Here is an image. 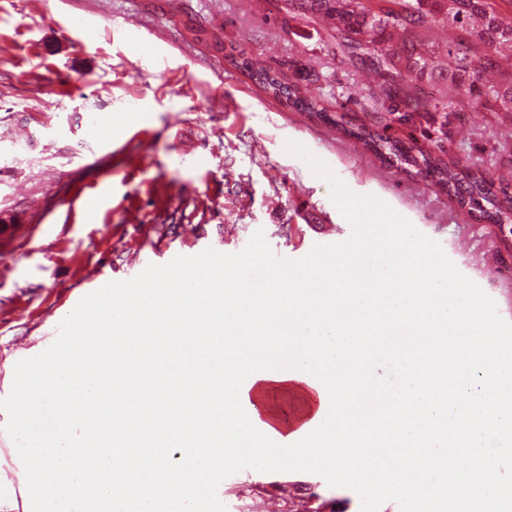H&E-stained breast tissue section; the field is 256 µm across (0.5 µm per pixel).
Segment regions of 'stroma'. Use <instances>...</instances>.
<instances>
[{"label":"stroma","mask_w":512,"mask_h":512,"mask_svg":"<svg viewBox=\"0 0 512 512\" xmlns=\"http://www.w3.org/2000/svg\"><path fill=\"white\" fill-rule=\"evenodd\" d=\"M241 50L310 89L327 118L272 100L228 62ZM91 112L134 119L95 133ZM340 118L451 168L512 170V118L474 104L431 120L393 110L319 25L272 0H0V399L16 363L108 282L208 248L240 252L259 230L287 259L346 240L328 185L284 152L289 140L437 241L512 322V252L494 225L346 138ZM79 192L109 204L88 216ZM6 422L1 411L0 496L16 498L24 471ZM218 497L227 512H361L357 493L308 472L245 469Z\"/></svg>","instance_id":"stroma-1"}]
</instances>
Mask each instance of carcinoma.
I'll return each instance as SVG.
<instances>
[{
	"instance_id": "1",
	"label": "carcinoma",
	"mask_w": 512,
	"mask_h": 512,
	"mask_svg": "<svg viewBox=\"0 0 512 512\" xmlns=\"http://www.w3.org/2000/svg\"><path fill=\"white\" fill-rule=\"evenodd\" d=\"M284 7L319 24L343 58L374 77L384 102L408 112H437L438 104L421 98L412 86L430 82L444 85L450 100L469 96L492 112L512 113V0H284ZM230 62L281 104L322 112L309 92L255 68L245 55H232ZM345 134L366 141L389 161L417 168L484 219L499 222L505 215L493 188L509 185L506 178L457 172L429 152L419 148L414 156L402 142L364 130Z\"/></svg>"
}]
</instances>
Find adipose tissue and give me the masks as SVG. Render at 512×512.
<instances>
[{
    "label": "adipose tissue",
    "instance_id": "adipose-tissue-1",
    "mask_svg": "<svg viewBox=\"0 0 512 512\" xmlns=\"http://www.w3.org/2000/svg\"><path fill=\"white\" fill-rule=\"evenodd\" d=\"M289 395L296 398L300 406L293 414L283 412L275 402L276 396ZM248 399L255 410L263 414V423L270 425L280 437H288L302 429L313 419L321 407L316 388L296 379L258 380L248 391Z\"/></svg>",
    "mask_w": 512,
    "mask_h": 512
}]
</instances>
